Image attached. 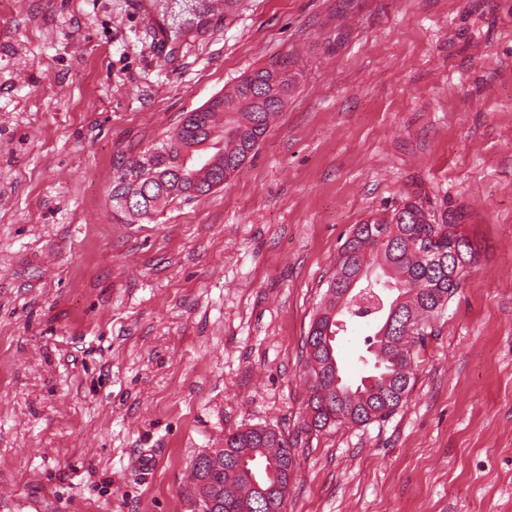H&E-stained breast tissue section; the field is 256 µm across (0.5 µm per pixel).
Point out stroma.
<instances>
[{
    "instance_id": "1",
    "label": "stroma",
    "mask_w": 512,
    "mask_h": 512,
    "mask_svg": "<svg viewBox=\"0 0 512 512\" xmlns=\"http://www.w3.org/2000/svg\"><path fill=\"white\" fill-rule=\"evenodd\" d=\"M0 0V512H194L270 426L286 512H512V0ZM288 102L153 221L114 165L255 70ZM412 201L477 253L403 408L301 432L304 337L354 225ZM266 427L228 431L224 448H212L209 455L193 460L194 493L206 492L216 501L209 512H241L238 503L245 496L250 498L249 512H270L269 499L254 486L279 484L275 495L281 496L287 490L297 467L294 448L282 431Z\"/></svg>"
}]
</instances>
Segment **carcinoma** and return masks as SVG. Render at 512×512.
<instances>
[{"mask_svg": "<svg viewBox=\"0 0 512 512\" xmlns=\"http://www.w3.org/2000/svg\"><path fill=\"white\" fill-rule=\"evenodd\" d=\"M291 78L285 66L263 67L187 113L150 157L122 156L114 168L112 209L126 222L150 221L176 199H193L224 186L253 153L276 113L288 101ZM462 237L458 225L406 202L389 216L357 224L343 243L327 282H348L373 271L370 289L379 307L362 312L355 295L325 293L304 340L309 373L305 431L319 433L337 423L367 425L384 421L407 402L415 382L419 348L428 321L442 313L460 280L475 263L470 244L458 257L448 247ZM370 326L367 351L375 371L351 383L341 372L338 342L323 345L324 331ZM293 445L281 431L266 427L230 430L224 447L192 463L194 491L216 504L210 512H271L259 488L279 485L282 495L296 472Z\"/></svg>", "mask_w": 512, "mask_h": 512, "instance_id": "cac0c4a2", "label": "carcinoma"}]
</instances>
